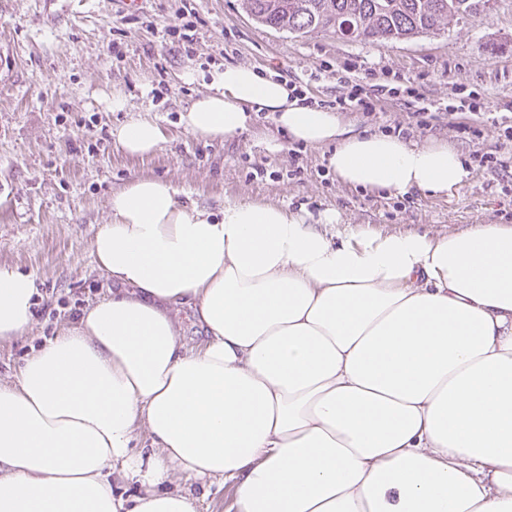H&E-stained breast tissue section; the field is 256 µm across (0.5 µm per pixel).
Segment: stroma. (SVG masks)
Listing matches in <instances>:
<instances>
[{"label":"stroma","instance_id":"stroma-1","mask_svg":"<svg viewBox=\"0 0 512 512\" xmlns=\"http://www.w3.org/2000/svg\"><path fill=\"white\" fill-rule=\"evenodd\" d=\"M195 13V35L166 33L175 15ZM120 52H113V43ZM0 266L31 274L36 313L25 335L0 341V384L15 383L38 343L74 326L70 309L111 297L116 284L98 268L92 242L110 220L113 191L138 177L170 182L179 201L218 210L227 201H256L333 210L329 234L460 233L478 224L512 227V0H497L490 16L467 17L444 30L404 41H352L322 31L291 34L257 23L244 0H143L139 11L120 0H0ZM380 75L418 80L426 98L445 102L457 88L478 92L482 138H456L460 112L428 126L412 122L402 97L376 112L339 113L356 132H386L401 124L408 142H440L459 153L469 175L462 187L434 196L364 191L341 183L328 165L331 146L289 140L271 113L228 139L202 140L179 124L183 107L207 92L213 70L249 64L307 84L314 100L339 91L345 63ZM321 71L319 80L310 74ZM121 92L128 109L107 102ZM159 122L166 141L145 156L120 150L113 131L139 118ZM496 152L490 172L475 148ZM169 489L190 492L197 512H234L232 484H202L172 472Z\"/></svg>","mask_w":512,"mask_h":512}]
</instances>
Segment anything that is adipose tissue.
I'll list each match as a JSON object with an SVG mask.
<instances>
[{"instance_id":"ef3b65f1","label":"adipose tissue","mask_w":512,"mask_h":512,"mask_svg":"<svg viewBox=\"0 0 512 512\" xmlns=\"http://www.w3.org/2000/svg\"><path fill=\"white\" fill-rule=\"evenodd\" d=\"M254 112L334 144L329 166L355 188L438 196L468 176L447 145L352 132L244 64L180 123L227 138ZM114 136L130 155L164 141L152 119ZM177 195L155 178L113 192L92 253L126 293L0 384V512H197L167 489L174 469L232 482L236 512H512V228L334 241L332 211L217 214ZM35 293L0 267V340L31 326ZM182 303L204 332L193 351L170 315ZM132 481L141 493L118 492Z\"/></svg>"}]
</instances>
